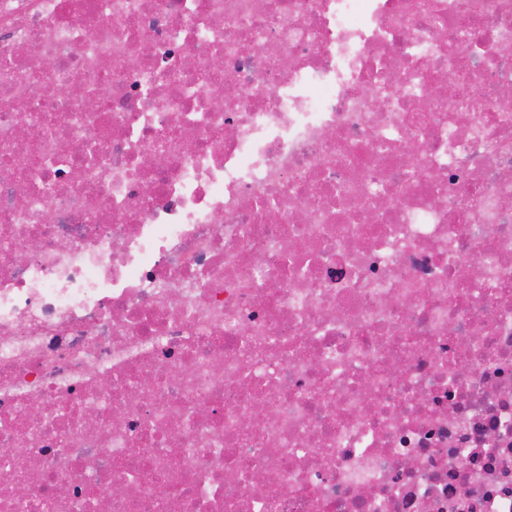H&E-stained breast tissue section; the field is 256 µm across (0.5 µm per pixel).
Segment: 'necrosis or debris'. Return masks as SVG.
Instances as JSON below:
<instances>
[{
    "mask_svg": "<svg viewBox=\"0 0 512 512\" xmlns=\"http://www.w3.org/2000/svg\"><path fill=\"white\" fill-rule=\"evenodd\" d=\"M509 90L512 0H0V512H512Z\"/></svg>",
    "mask_w": 512,
    "mask_h": 512,
    "instance_id": "1",
    "label": "necrosis or debris"
}]
</instances>
